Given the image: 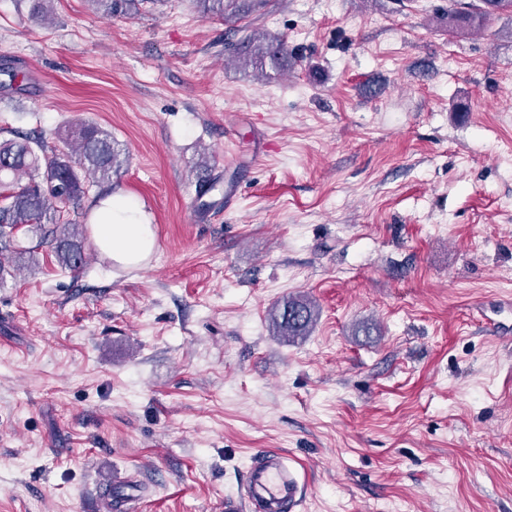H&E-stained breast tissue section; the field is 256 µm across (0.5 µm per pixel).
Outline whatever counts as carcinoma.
Wrapping results in <instances>:
<instances>
[{
	"instance_id": "obj_1",
	"label": "carcinoma",
	"mask_w": 512,
	"mask_h": 512,
	"mask_svg": "<svg viewBox=\"0 0 512 512\" xmlns=\"http://www.w3.org/2000/svg\"><path fill=\"white\" fill-rule=\"evenodd\" d=\"M104 14L134 15L146 3L159 0H87ZM206 14L231 20L251 12L255 0H198ZM494 11L512 12V0H481L468 13L448 12V28L477 27ZM239 63L265 70L277 69L288 61V45L284 38L263 31L250 34L235 49ZM64 151L50 150L29 137L0 142V272L6 254L20 262L36 263L38 250L46 248L64 268L77 269L85 256L83 225L70 219V207L78 204L86 193L84 178L97 183L112 179L125 162L112 133L97 125L80 122L68 127L63 136ZM40 176L26 184L22 178ZM26 227L37 238L36 245L18 248L15 233ZM318 318V309L305 296H290L271 313L273 335L293 341L308 335Z\"/></svg>"
}]
</instances>
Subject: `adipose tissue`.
Listing matches in <instances>:
<instances>
[{
	"label": "adipose tissue",
	"mask_w": 512,
	"mask_h": 512,
	"mask_svg": "<svg viewBox=\"0 0 512 512\" xmlns=\"http://www.w3.org/2000/svg\"><path fill=\"white\" fill-rule=\"evenodd\" d=\"M94 234L99 246L121 261L144 257L155 243L139 204L119 195L107 201Z\"/></svg>",
	"instance_id": "ef3b65f1"
}]
</instances>
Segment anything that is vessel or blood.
<instances>
[{
	"label": "vessel or blood",
	"instance_id": "1",
	"mask_svg": "<svg viewBox=\"0 0 512 512\" xmlns=\"http://www.w3.org/2000/svg\"><path fill=\"white\" fill-rule=\"evenodd\" d=\"M305 473L282 455L258 451L249 467L242 495L226 498L225 512H286L300 500Z\"/></svg>",
	"mask_w": 512,
	"mask_h": 512
}]
</instances>
